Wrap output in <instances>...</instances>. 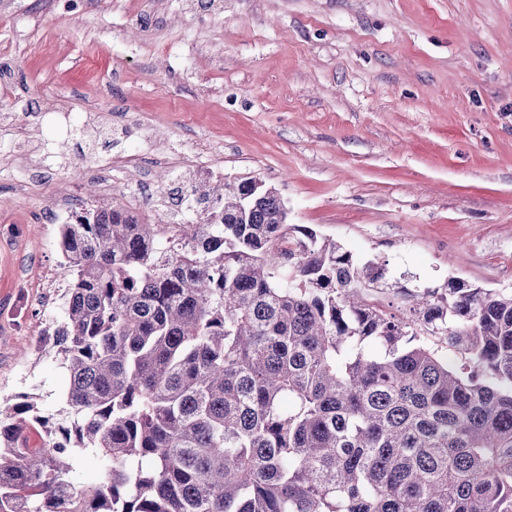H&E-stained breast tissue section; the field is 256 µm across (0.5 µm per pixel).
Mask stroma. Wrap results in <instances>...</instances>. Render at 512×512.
I'll return each instance as SVG.
<instances>
[{
  "label": "stroma",
  "mask_w": 512,
  "mask_h": 512,
  "mask_svg": "<svg viewBox=\"0 0 512 512\" xmlns=\"http://www.w3.org/2000/svg\"><path fill=\"white\" fill-rule=\"evenodd\" d=\"M0 0V399L72 421L52 207L216 160L386 268L512 291V0Z\"/></svg>",
  "instance_id": "35a3bbf8"
}]
</instances>
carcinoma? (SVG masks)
Returning a JSON list of instances; mask_svg holds the SVG:
<instances>
[{
  "mask_svg": "<svg viewBox=\"0 0 512 512\" xmlns=\"http://www.w3.org/2000/svg\"><path fill=\"white\" fill-rule=\"evenodd\" d=\"M177 195L172 233L106 205L59 225L76 420L0 404V512H512V292L450 277L394 312L385 269L275 188ZM86 453L104 481L78 488Z\"/></svg>",
  "mask_w": 512,
  "mask_h": 512,
  "instance_id": "1",
  "label": "carcinoma"
}]
</instances>
